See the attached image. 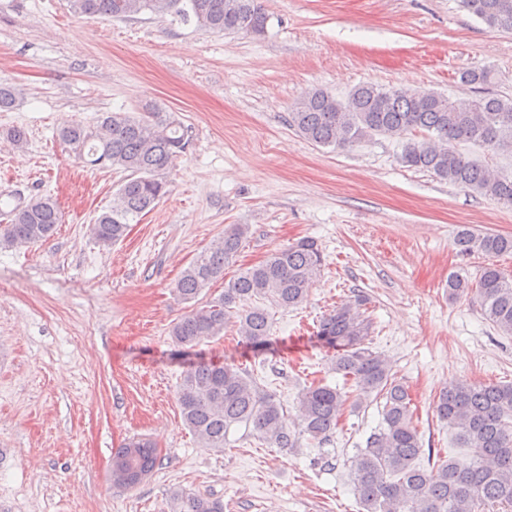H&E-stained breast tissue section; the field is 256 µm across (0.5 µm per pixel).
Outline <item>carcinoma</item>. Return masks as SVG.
Here are the masks:
<instances>
[{
	"label": "carcinoma",
	"mask_w": 512,
	"mask_h": 512,
	"mask_svg": "<svg viewBox=\"0 0 512 512\" xmlns=\"http://www.w3.org/2000/svg\"><path fill=\"white\" fill-rule=\"evenodd\" d=\"M73 10L99 19H131L143 13L174 15L199 29L262 35L269 16L263 0H70ZM491 29L512 31V0H459ZM289 124L305 139L344 149L375 135L396 138L400 162L427 171L451 185L512 205V177H503L458 149L472 144L488 151H512V96L484 93L455 99L426 89H401L362 83L342 97L314 89L289 112ZM58 139L89 164L125 173L111 206L94 219L90 232L102 248L123 240L129 224L154 208L166 193L163 175L185 149L182 124L158 107L136 114L110 112L94 129L80 123L62 127ZM0 226V249L32 247L54 235L61 213L50 196L10 211ZM246 224H229L183 269L175 284L186 301L198 297L224 277V267L247 238ZM464 256L487 258L512 253V236L477 233L468 228L455 238ZM323 253L317 240L305 237L274 250L224 285V293L191 309L171 328L173 340L195 347L235 323L242 339L256 348L269 346L268 311L253 304L269 298L284 308L306 301L321 274ZM474 293L498 333L512 336V276L497 265L481 266L475 282L458 275L448 279L451 299ZM358 295L321 318L316 337L332 349L331 363L358 399L372 393L385 398L382 422L353 457L350 473L361 512H512V384L460 381L444 388L434 403L437 416L455 431L462 457L429 460L413 422L408 388L396 381L386 358L371 346L373 321ZM349 395L342 388L313 383L300 392L302 429L288 426L275 394L234 363L199 362L186 369L177 388L184 426L202 448L224 450L232 429L242 426L275 448H296L304 435L325 441L337 429ZM139 453L132 455L130 449ZM158 448L147 438L128 440L112 453L121 471L151 473ZM170 512H224V502L191 490L170 492Z\"/></svg>",
	"instance_id": "cac0c4a2"
}]
</instances>
